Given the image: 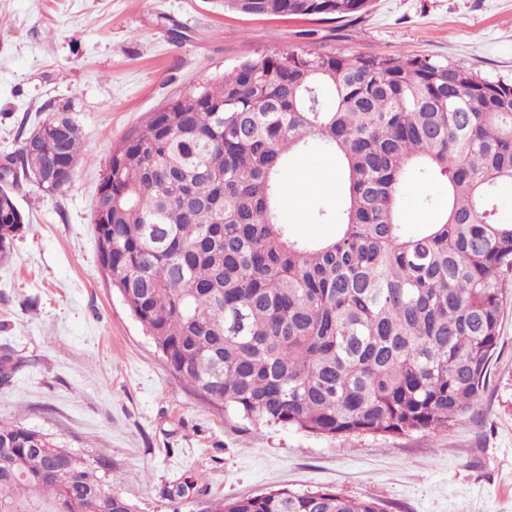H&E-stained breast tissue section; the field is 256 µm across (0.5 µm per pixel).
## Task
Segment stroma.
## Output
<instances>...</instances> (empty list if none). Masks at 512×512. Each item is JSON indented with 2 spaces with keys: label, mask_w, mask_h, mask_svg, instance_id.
Here are the masks:
<instances>
[{
  "label": "stroma",
  "mask_w": 512,
  "mask_h": 512,
  "mask_svg": "<svg viewBox=\"0 0 512 512\" xmlns=\"http://www.w3.org/2000/svg\"><path fill=\"white\" fill-rule=\"evenodd\" d=\"M282 51L417 56L512 81V0H372L338 20L252 16L216 0H0V160L61 107L83 135L64 192L13 183L28 223L0 259V348L22 365L0 385V417L104 461L138 512H209L215 499L280 486L374 498L386 512H512V301L474 412L443 429L344 439L209 404L102 272L93 217L111 150L188 86ZM447 194L414 174L402 212L436 213ZM336 201L293 174L277 216L296 238H330Z\"/></svg>",
  "instance_id": "1"
}]
</instances>
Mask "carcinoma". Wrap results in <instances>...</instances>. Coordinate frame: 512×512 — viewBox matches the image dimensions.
Returning a JSON list of instances; mask_svg holds the SVG:
<instances>
[{"instance_id":"1","label":"carcinoma","mask_w":512,"mask_h":512,"mask_svg":"<svg viewBox=\"0 0 512 512\" xmlns=\"http://www.w3.org/2000/svg\"><path fill=\"white\" fill-rule=\"evenodd\" d=\"M345 18L369 0H220ZM82 134L66 119L63 155ZM341 174L337 236L276 218L311 147ZM448 184L435 224L401 222L409 176ZM101 267L174 374L251 423L319 436L442 428L480 402L512 295V83L417 57L279 52L194 85L111 153ZM25 224L0 188V257ZM0 355V382L18 367ZM94 464L0 420V512H136ZM212 512H386L288 487Z\"/></svg>"}]
</instances>
